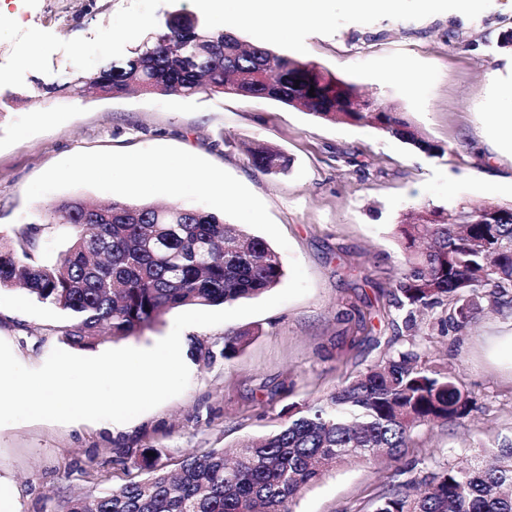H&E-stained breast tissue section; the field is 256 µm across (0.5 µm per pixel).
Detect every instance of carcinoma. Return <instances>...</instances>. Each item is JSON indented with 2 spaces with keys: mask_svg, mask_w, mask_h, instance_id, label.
Instances as JSON below:
<instances>
[{
  "mask_svg": "<svg viewBox=\"0 0 512 512\" xmlns=\"http://www.w3.org/2000/svg\"><path fill=\"white\" fill-rule=\"evenodd\" d=\"M301 62L264 45L243 47L200 14L167 13L154 32L126 53L84 74L94 95L119 97L132 88L191 98L232 95L302 108L335 124L372 122L430 154L443 149L424 140L393 105L363 97L358 87L325 67ZM314 95H309V90ZM266 175L288 172L291 158L264 142L249 150ZM512 204L416 203L399 215L401 241L396 289L400 307L448 302V322L467 326L482 308L512 311V223L482 224L479 211ZM71 225L76 234L52 265L31 262L35 226L20 232L19 247L0 242V291L19 287L64 312L73 346L88 347L103 327L127 338L181 306L231 304L276 288L285 271L264 239L216 213L172 204L114 198L63 201L37 222ZM243 331L225 338L224 357L250 340ZM409 348L390 347L373 365L330 393L301 405L273 432L245 440L232 453L212 448L184 457L173 470L150 466L99 495L73 496L61 512H292L291 504L324 469L361 462L383 451L399 459L415 428L462 423L473 397L445 369L421 367ZM495 463L458 457L423 479L397 480L373 512H512V437L495 444Z\"/></svg>",
  "mask_w": 512,
  "mask_h": 512,
  "instance_id": "obj_1",
  "label": "carcinoma"
}]
</instances>
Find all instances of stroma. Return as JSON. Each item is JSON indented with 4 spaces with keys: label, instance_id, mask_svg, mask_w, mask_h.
<instances>
[{
    "label": "stroma",
    "instance_id": "35a3bbf8",
    "mask_svg": "<svg viewBox=\"0 0 512 512\" xmlns=\"http://www.w3.org/2000/svg\"><path fill=\"white\" fill-rule=\"evenodd\" d=\"M206 15L215 28L250 45L271 43L264 25L225 16L218 0H0V236L14 240L38 211L71 197L98 202L89 187L27 201L30 182L79 152L158 145L196 154L226 170L266 205L298 259L310 291L261 314L183 332L190 382L179 396L125 423L20 422L0 426V483L12 512H60L63 499L95 495L145 477L144 449L176 468L187 455L231 448L268 434L292 406L311 402L378 360L380 345L415 338L422 360L452 369L476 407L462 424H429L412 433L404 460L423 477L457 455L512 436V371L487 357L492 338L512 334V316L484 313L462 330L444 305L397 307L399 214L425 201L512 203V129L494 113H512L497 86L512 82V49L493 51L512 32V0H403L399 9L353 10L323 0L326 21L297 24L278 50L320 64L367 95L403 112L428 155L370 124H334L273 101L234 96L193 98L134 92L86 97L43 89L67 74L94 69L152 32L173 7ZM37 51L35 66L24 64ZM393 63L403 77L381 80ZM261 141L292 160L267 176L246 149ZM169 310L141 334L102 335L82 348L147 349L167 336ZM67 316L23 290L0 293V340L35 369L67 349ZM247 330L249 343L224 358V339ZM388 461L342 463L309 486L293 512H372L392 479Z\"/></svg>",
    "mask_w": 512,
    "mask_h": 512
}]
</instances>
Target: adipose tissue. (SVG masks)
<instances>
[{"label": "adipose tissue", "instance_id": "obj_1", "mask_svg": "<svg viewBox=\"0 0 512 512\" xmlns=\"http://www.w3.org/2000/svg\"><path fill=\"white\" fill-rule=\"evenodd\" d=\"M224 7L239 17L266 25L276 39L287 37L289 22L312 23L323 18L314 0H224Z\"/></svg>", "mask_w": 512, "mask_h": 512}]
</instances>
